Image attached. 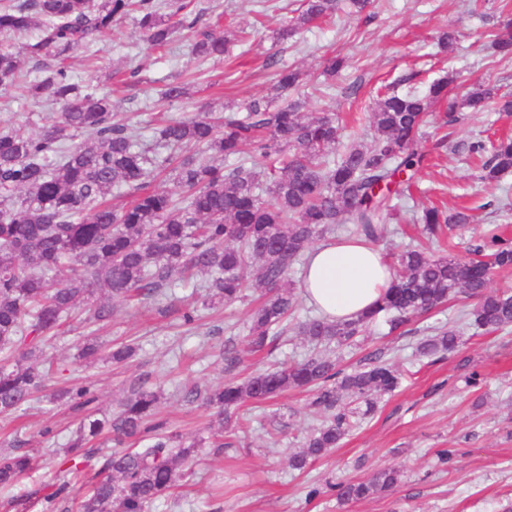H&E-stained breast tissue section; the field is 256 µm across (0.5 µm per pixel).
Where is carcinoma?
Wrapping results in <instances>:
<instances>
[{
  "label": "carcinoma",
  "mask_w": 512,
  "mask_h": 512,
  "mask_svg": "<svg viewBox=\"0 0 512 512\" xmlns=\"http://www.w3.org/2000/svg\"><path fill=\"white\" fill-rule=\"evenodd\" d=\"M194 0H174L160 13L158 0H0V34L23 36L39 31V40L20 47L0 46V88L8 89L34 71L42 78L28 93L60 105V111L37 133L13 128L0 131V414L10 415L45 389L51 365L36 361L40 344L85 306V320L112 321V301L133 295L163 300L177 282L207 276L203 288L213 309L243 297L244 273L254 268L255 286L267 298L252 312L248 345L261 351L287 332L284 321L298 296L288 275L313 241L338 224L350 223L368 242L385 233L381 223L389 210L392 187L400 175H413L425 154L417 134L431 103L445 96L447 84L429 93L386 92L370 115L373 142L354 144L339 160L335 120L322 115L306 119L298 99L276 104L253 99L243 112L161 124L152 140L138 128L114 120L112 97L74 81L64 60L86 50L102 35L115 32L135 13L139 29L153 46H166L176 31L193 30L194 52L221 58L229 40L208 29L198 30L203 10ZM370 0H301L298 15L283 20L273 38L285 41L299 27L332 18L343 7L361 14ZM301 81L300 72L283 69L278 86L287 91ZM494 99L483 84L463 99V106L482 112ZM90 131V141H77ZM250 150L254 162L232 169L215 156H239ZM279 157L271 168L263 161ZM482 178L498 181L512 173V138L491 145ZM165 173L171 190H147ZM137 191L130 204L116 207L112 190ZM425 238L437 243L445 231L469 221L463 211H423ZM472 257L436 258L411 243L393 260L394 280L382 303L357 319L330 322L312 316L299 333L314 345L300 361L254 373L219 388L194 387L184 397L201 400L227 421L246 402L262 403L291 389L311 392L308 406L319 414L304 450L289 457L302 472L309 459L337 447L359 415L367 416L379 399L394 392L401 374L378 352L367 365L345 371L323 353L347 346L364 335L369 324L386 317L389 331L402 330L459 295L477 299L466 313L470 324L492 330L512 326V294L489 289L487 268L512 269V240L487 229L471 248ZM453 329L423 337L416 352L443 356L455 350ZM135 348L109 347L115 363L130 359ZM81 415L63 450L59 471L76 479L99 449L89 442L107 432L118 443L144 441L104 456V476L76 503L75 512H151L155 502L195 475L200 446L165 423H150L160 394L143 382L131 385L111 417L98 416L97 396L82 382L53 394ZM35 465L30 450L15 446L0 452V489L12 488ZM400 470L385 467L367 481H340L326 486L341 501L368 498L393 488ZM64 483L44 497L48 512L66 507Z\"/></svg>",
  "instance_id": "1"
}]
</instances>
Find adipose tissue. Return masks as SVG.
I'll use <instances>...</instances> for the list:
<instances>
[{
    "instance_id": "obj_1",
    "label": "adipose tissue",
    "mask_w": 512,
    "mask_h": 512,
    "mask_svg": "<svg viewBox=\"0 0 512 512\" xmlns=\"http://www.w3.org/2000/svg\"><path fill=\"white\" fill-rule=\"evenodd\" d=\"M390 283L391 266L384 255L354 237L309 251L302 292L322 316L349 321L377 307Z\"/></svg>"
}]
</instances>
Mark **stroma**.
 I'll return each mask as SVG.
<instances>
[{"mask_svg":"<svg viewBox=\"0 0 512 512\" xmlns=\"http://www.w3.org/2000/svg\"><path fill=\"white\" fill-rule=\"evenodd\" d=\"M202 23L214 32L228 23L252 29L249 44H230L226 58L202 60L192 53V38L176 32L164 48L144 42L133 19L122 22V35L104 36L90 52L69 58L75 81L111 91L114 112L151 135L158 116L190 118L203 109L240 112L253 99L276 94L279 65L298 68L307 77L297 95L304 111L331 113L341 127L337 152L351 144H370L367 115L374 88L393 84L400 92H426L436 79L448 78V96L460 101L479 83L512 97V58L490 47L503 23L512 22V0H373L358 17L337 13L326 23L303 26L288 42L272 37L281 17L299 0H197ZM454 30L452 50L441 49L439 32ZM339 55L346 66L324 75L326 58ZM135 72L128 84L121 74ZM185 82L187 95L167 106L158 99L171 81ZM56 105L32 99L25 86L0 90V128L29 133L55 115ZM445 102L433 103L421 129L426 160L392 197L384 216L388 234L377 247L392 257L410 241H422L416 217L423 208L465 210V231L449 233L442 253L465 258L482 228L504 225L512 233V174L495 184L482 181L483 157L469 153L476 140L492 143L512 135V112L458 110L446 124ZM191 288H172L164 303L118 304L108 326L71 324L45 342L40 358L64 368L54 387L80 376L95 385L101 413H115L130 384L145 379L162 394L158 417L185 440L209 437L212 412L201 401L176 394V386H219L276 364L284 356L302 358L311 345L298 331L271 351L251 355L247 348L248 314L257 290L246 301L208 315L211 333L199 337L183 326L178 310ZM463 302H449L412 320L404 333L378 322L355 345L331 348L330 356L346 369L379 352L403 373L401 388L384 397L326 456L310 461L304 472L288 466L313 423L305 394L291 391L269 403H248L242 413L250 429L238 447L224 453L206 451L196 475L176 496L156 503L153 512H512V326L485 331L462 317ZM456 328L457 348L433 360L416 356L418 341L438 327ZM107 343L133 340L137 352L122 367L106 359L86 364L76 355L88 339ZM236 351L240 361L225 371L221 353ZM75 418L66 406L50 403L48 394L11 416H0V450L23 442L33 451L66 447ZM454 457L442 462L439 453ZM394 465L401 481L391 492L357 502L326 494L308 499L310 485L366 479L380 467ZM52 474L38 464L10 494H0V512H43L30 491L52 492Z\"/></svg>","mask_w":512,"mask_h":512,"instance_id":"stroma-1","label":"stroma"}]
</instances>
